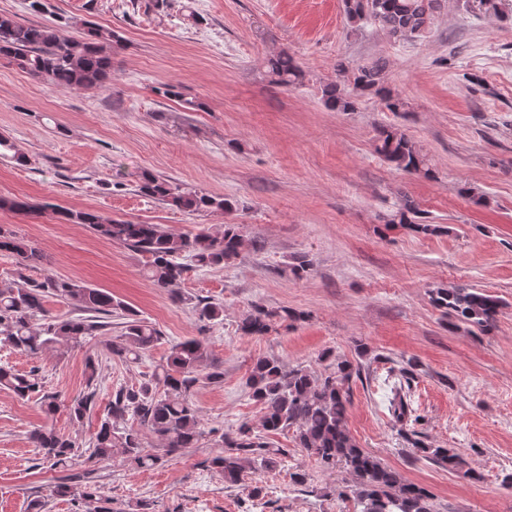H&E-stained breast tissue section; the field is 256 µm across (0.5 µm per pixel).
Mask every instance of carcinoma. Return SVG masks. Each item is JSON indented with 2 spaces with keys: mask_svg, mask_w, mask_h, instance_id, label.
<instances>
[{
  "mask_svg": "<svg viewBox=\"0 0 512 512\" xmlns=\"http://www.w3.org/2000/svg\"><path fill=\"white\" fill-rule=\"evenodd\" d=\"M349 22L371 19L393 39H412L428 26L440 0H343ZM120 42L112 31L92 23L84 24L78 36H71L62 25L45 26L27 23L9 13H0V56L9 59L30 76L58 88L102 87L112 79V45ZM276 82L294 85L304 78L294 59L281 54L270 60ZM385 63L376 61L352 70L338 69L341 80L321 88L324 105L335 112L355 110L358 98L380 97L386 109L400 112L402 99L384 85ZM169 99L181 102L184 109L198 111L203 103L184 97L181 86L170 82L158 89ZM378 153L396 169L409 174H430V169L415 145L391 127L378 130ZM136 192L179 210L200 213L234 209L232 201L196 190L160 175L145 171L136 182ZM0 209L27 213L34 210L21 198L0 197ZM58 218L69 224H84L98 236L122 244L146 258V274L159 288L177 285L186 271L182 259L188 258L200 268L222 267L236 259L241 235L236 224L224 225L221 234L200 231L194 235L175 234L159 224H135L105 218L93 210L65 209ZM0 252L15 254L25 261H36L39 253L27 240L0 226ZM55 296L70 301L83 311L125 317L123 342L103 341L107 353L128 362L138 361L142 354L160 340L159 331L124 302L112 294L81 281L47 276L42 281H23L0 289V345L36 357L48 348L59 350L80 346L98 335L102 324L83 318L52 319L44 317L45 299ZM434 304L460 322L488 327L493 324L502 300L486 290L474 288H437L432 292ZM198 321L208 325L224 321V305L197 300ZM41 317L43 322L33 323ZM288 311H269L261 306L244 318L240 330L248 336H263L276 319H288ZM356 369L347 361L336 363L325 377L314 376L303 369L285 370L274 359L256 361L248 377L252 397L263 405L262 428L267 432L296 428L298 447L313 456L327 470L340 463L352 475L360 512H433L428 492L412 483H402L396 472L381 464L360 448L346 427L350 403L349 381ZM206 380L220 383L224 372L209 360L206 339L197 337L172 345L166 364L152 376L131 387L115 391L107 417L85 449L87 460L102 462L116 453L124 456L136 469L154 467L159 457L142 446L140 434L127 425V418L139 420L160 441L168 454L192 448L203 437L199 409L190 399L192 388ZM0 389L9 390L24 399L39 391L36 370L26 374L8 365H0ZM94 403V392L77 398L69 405L70 418L81 422ZM389 411L398 422L408 419L411 409L395 396ZM224 453L211 458V467L224 482L237 484L247 471L260 466L275 468L287 455L282 448H272L264 436L248 424L220 435ZM42 459L52 467H66L78 456L82 445L52 429L35 431L31 436ZM414 447L425 457L448 467L462 479L475 474L449 448H428L416 441ZM55 495L73 501L93 499L96 492L76 483H59Z\"/></svg>",
  "mask_w": 512,
  "mask_h": 512,
  "instance_id": "obj_1",
  "label": "carcinoma"
}]
</instances>
